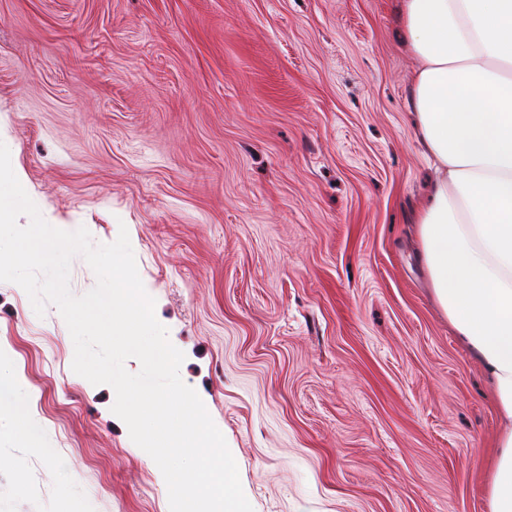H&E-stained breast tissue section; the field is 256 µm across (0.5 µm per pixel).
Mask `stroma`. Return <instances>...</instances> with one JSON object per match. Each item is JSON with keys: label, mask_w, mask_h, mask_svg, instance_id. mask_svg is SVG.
Listing matches in <instances>:
<instances>
[{"label": "stroma", "mask_w": 512, "mask_h": 512, "mask_svg": "<svg viewBox=\"0 0 512 512\" xmlns=\"http://www.w3.org/2000/svg\"><path fill=\"white\" fill-rule=\"evenodd\" d=\"M397 0H0V135L50 219L127 228L254 512H486L490 382L436 305L430 168ZM58 309L0 282V512H169L72 370Z\"/></svg>", "instance_id": "35a3bbf8"}]
</instances>
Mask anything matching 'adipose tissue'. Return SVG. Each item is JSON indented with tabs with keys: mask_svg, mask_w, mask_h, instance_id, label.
I'll return each instance as SVG.
<instances>
[{
	"mask_svg": "<svg viewBox=\"0 0 512 512\" xmlns=\"http://www.w3.org/2000/svg\"><path fill=\"white\" fill-rule=\"evenodd\" d=\"M419 65L409 108L434 178L415 212L455 335L493 384L501 428L487 512H512V0H400Z\"/></svg>",
	"mask_w": 512,
	"mask_h": 512,
	"instance_id": "obj_1",
	"label": "adipose tissue"
}]
</instances>
